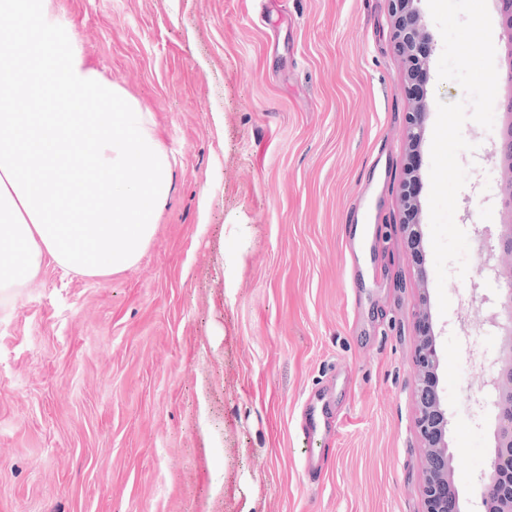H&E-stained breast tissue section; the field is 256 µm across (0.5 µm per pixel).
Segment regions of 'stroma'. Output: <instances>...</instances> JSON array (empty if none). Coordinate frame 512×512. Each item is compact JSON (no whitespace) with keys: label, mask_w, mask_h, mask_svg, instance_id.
<instances>
[{"label":"stroma","mask_w":512,"mask_h":512,"mask_svg":"<svg viewBox=\"0 0 512 512\" xmlns=\"http://www.w3.org/2000/svg\"><path fill=\"white\" fill-rule=\"evenodd\" d=\"M86 59L149 109L172 189L138 262L43 264L0 293V512H424L415 312L441 353L453 480L483 512L478 375L508 325L475 256L505 224L466 122L468 271L420 292L400 234L401 62L389 0H59ZM326 389L317 482L300 430Z\"/></svg>","instance_id":"obj_1"}]
</instances>
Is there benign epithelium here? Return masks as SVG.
I'll return each instance as SVG.
<instances>
[{
    "label": "benign epithelium",
    "instance_id": "7a95c632",
    "mask_svg": "<svg viewBox=\"0 0 512 512\" xmlns=\"http://www.w3.org/2000/svg\"><path fill=\"white\" fill-rule=\"evenodd\" d=\"M419 3L420 0H389L392 47L403 64L401 90L410 102L405 113L404 152L408 158L420 153L429 112L426 78L433 45ZM498 5L504 37L512 47V0H498ZM498 155L503 162L506 185L503 207L512 215V123L503 129ZM421 182L420 167L406 164L398 201L406 244L417 258L422 256L423 247L421 200L416 191ZM491 251L512 257L511 225L497 236ZM493 271L502 283L499 302L512 317V267L499 263L493 265ZM416 321L414 394L425 460L421 492L425 512H449L454 492V455L448 448V418L436 383L440 360L425 299L416 312ZM479 388L487 391L496 415L494 454L488 471L480 478L482 505L489 512H512V336L501 347L490 376L480 378Z\"/></svg>",
    "mask_w": 512,
    "mask_h": 512
}]
</instances>
